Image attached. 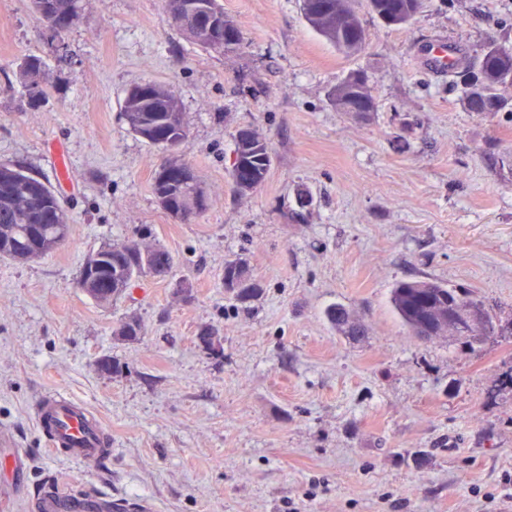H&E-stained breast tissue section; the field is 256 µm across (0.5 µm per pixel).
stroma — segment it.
<instances>
[{
	"label": "stroma",
	"mask_w": 512,
	"mask_h": 512,
	"mask_svg": "<svg viewBox=\"0 0 512 512\" xmlns=\"http://www.w3.org/2000/svg\"><path fill=\"white\" fill-rule=\"evenodd\" d=\"M220 2L242 37L221 54L189 42L162 0H86L60 36L29 0H0V163L50 182L71 217L55 251L0 260V426L27 452L0 470L14 488L0 512L46 485L148 497L157 512H512V114L468 111L426 65L440 43L512 46V0H421L402 27L355 0L366 46L353 56L300 0ZM28 55L45 63V97L20 77ZM353 70L374 111L329 102ZM148 80L177 95L176 154L209 195L188 223L153 194L163 151L121 118ZM247 126L273 164L241 197L229 172ZM124 241L163 246L174 272L99 306L80 266ZM236 258L263 285L244 305L224 292ZM427 278L473 291L494 334L411 336L390 291ZM335 304L366 336L332 328ZM128 319L133 343L112 334ZM208 328L219 351L198 340ZM50 390L102 422L111 457L83 467L48 451L33 412Z\"/></svg>",
	"instance_id": "35a3bbf8"
}]
</instances>
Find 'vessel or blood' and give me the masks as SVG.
Returning a JSON list of instances; mask_svg holds the SVG:
<instances>
[{"mask_svg":"<svg viewBox=\"0 0 512 512\" xmlns=\"http://www.w3.org/2000/svg\"><path fill=\"white\" fill-rule=\"evenodd\" d=\"M34 419L51 449L64 451L75 463H91L112 452L102 423L59 391L44 393ZM30 508L32 512H156L147 499L102 493L66 499L49 488L33 498Z\"/></svg>","mask_w":512,"mask_h":512,"instance_id":"1","label":"vessel or blood"}]
</instances>
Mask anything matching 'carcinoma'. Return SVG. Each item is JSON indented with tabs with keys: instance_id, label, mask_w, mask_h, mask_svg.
I'll return each instance as SVG.
<instances>
[{
	"instance_id": "1",
	"label": "carcinoma",
	"mask_w": 512,
	"mask_h": 512,
	"mask_svg": "<svg viewBox=\"0 0 512 512\" xmlns=\"http://www.w3.org/2000/svg\"><path fill=\"white\" fill-rule=\"evenodd\" d=\"M370 11L389 26L400 27L415 17L412 0H368ZM167 14L179 24L186 37L205 51L224 52V41H209L198 38L193 20L182 11V0H164ZM301 11L308 25L347 56L361 52L366 43L364 29L359 15L353 7V0H301ZM504 44L495 39L484 43L479 52L472 54L465 48L454 51L448 58L443 71L448 73L449 83L463 90V101L468 111L482 115H495L509 106V99L503 90L512 87V52L501 51ZM27 67L20 71L25 84L39 85L44 67L42 59L35 55L24 58ZM140 90L126 91L122 115L128 129L135 135L144 131V125H162L173 118L172 133L180 134L185 126L178 98L166 85L145 81L138 84ZM328 99L342 112L349 111L371 99V88L367 77L354 71L339 84L330 89ZM236 162L232 165L231 179L234 192L248 196L260 188L270 171L272 156L269 143L254 130H248L246 137L235 141ZM29 177L23 166L0 164V226L6 225L8 236L14 241L12 247L0 252L1 259L25 262L22 253L28 230L40 225V240L45 252L54 251L63 243L69 233L70 216L63 207L59 195L48 182H40L44 211L56 219H40L34 212L29 194ZM192 192V186L178 181H160L155 177L153 193L164 194L172 206L179 208ZM139 254L153 258L157 253L166 256V268L153 265L143 266L125 252L123 243H107L95 253L104 257L96 278L99 282L112 281V288H100L98 293L89 294L97 304L111 306L117 303L132 283L143 276L161 278L172 272L173 258L164 248L151 244H137ZM224 291L232 299L246 304L263 293L260 281L253 278L247 265L240 261L224 264ZM391 304L407 330L414 336L432 339L439 336H456L473 339L486 336L496 329L493 318L481 301L463 288H450L445 284L410 279L398 282L391 292ZM328 321L347 336L358 338L365 335L359 323L351 319L342 306L326 310ZM142 335L141 325L135 320L122 322L113 336L123 341H135Z\"/></svg>"
}]
</instances>
